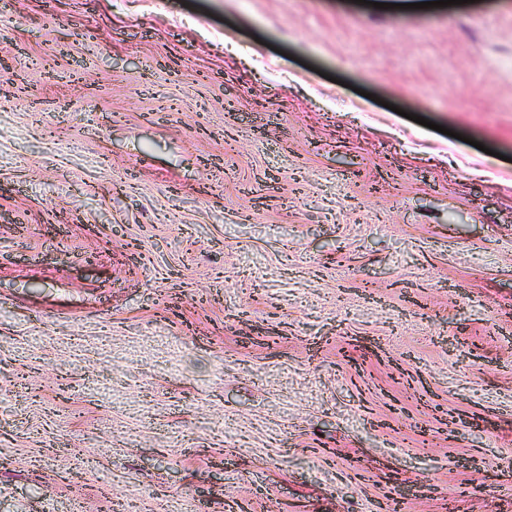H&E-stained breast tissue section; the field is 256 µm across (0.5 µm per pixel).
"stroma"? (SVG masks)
<instances>
[{"label": "stroma", "mask_w": 512, "mask_h": 512, "mask_svg": "<svg viewBox=\"0 0 512 512\" xmlns=\"http://www.w3.org/2000/svg\"><path fill=\"white\" fill-rule=\"evenodd\" d=\"M0 512H512V0H0Z\"/></svg>", "instance_id": "35a3bbf8"}]
</instances>
